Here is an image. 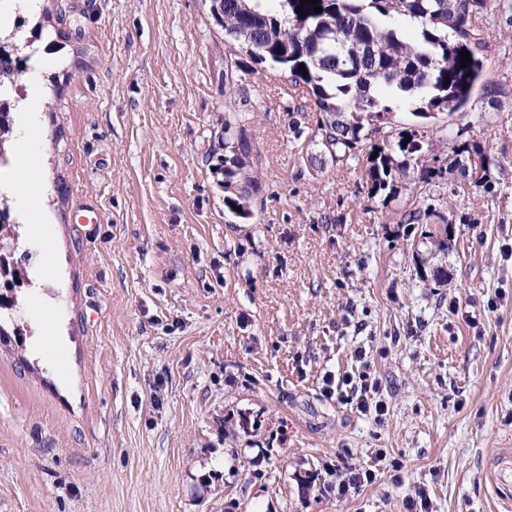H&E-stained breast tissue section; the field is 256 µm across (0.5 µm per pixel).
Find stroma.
Here are the masks:
<instances>
[{"label":"stroma","instance_id":"obj_1","mask_svg":"<svg viewBox=\"0 0 512 512\" xmlns=\"http://www.w3.org/2000/svg\"><path fill=\"white\" fill-rule=\"evenodd\" d=\"M32 96L8 151L28 279L0 310V512H500L512 485V0L478 22L484 79L425 121L434 155L475 140L490 190L411 174L369 198L320 115L253 65L224 93L210 0H44ZM243 130L253 215L224 206V130ZM452 223L448 282L421 280L408 212ZM104 222L88 229L76 210ZM364 360H356V351ZM370 369L383 422L327 399ZM386 460H379V453ZM400 471H393L392 462ZM376 480L342 498L339 472Z\"/></svg>","mask_w":512,"mask_h":512}]
</instances>
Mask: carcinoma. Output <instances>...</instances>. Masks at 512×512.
<instances>
[{
    "instance_id": "cac0c4a2",
    "label": "carcinoma",
    "mask_w": 512,
    "mask_h": 512,
    "mask_svg": "<svg viewBox=\"0 0 512 512\" xmlns=\"http://www.w3.org/2000/svg\"><path fill=\"white\" fill-rule=\"evenodd\" d=\"M266 2L224 0L223 29L236 46L234 67L245 72L252 63H268L287 71L292 85L305 87L321 114L317 137L337 162H360L362 140L380 133L398 110L429 119L465 107L479 83L495 93V87L482 82L484 45L475 27L493 0H318L320 13L301 0ZM404 21L419 26L416 38H405ZM463 46L471 58L464 68ZM30 60L27 46L13 43L12 52L0 53V79L26 76ZM224 150V204L235 216L248 218L258 191L251 142L240 133L224 139ZM428 152L426 131L417 127L372 143L365 158L371 197L396 195L412 168H420V180L428 184L444 178L442 168L427 164ZM454 153L452 163L460 169L479 162L482 180L474 187H486L495 161L468 140ZM446 236L445 224L420 225L413 259L421 279L448 282L441 269L448 251L439 246Z\"/></svg>"
}]
</instances>
